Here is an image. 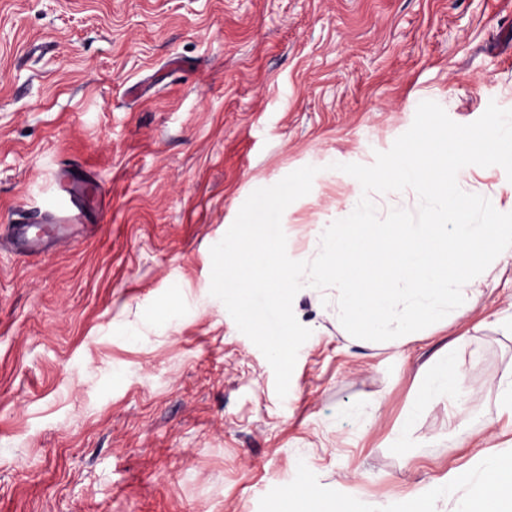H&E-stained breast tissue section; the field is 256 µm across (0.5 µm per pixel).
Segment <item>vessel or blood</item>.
Segmentation results:
<instances>
[{
    "label": "vessel or blood",
    "mask_w": 512,
    "mask_h": 512,
    "mask_svg": "<svg viewBox=\"0 0 512 512\" xmlns=\"http://www.w3.org/2000/svg\"><path fill=\"white\" fill-rule=\"evenodd\" d=\"M58 204L53 212L34 224L21 219L9 225L8 237L14 250L21 254L39 253L68 242L67 227L88 223L102 207L103 193L82 171L60 168L56 174Z\"/></svg>",
    "instance_id": "b4317fda"
}]
</instances>
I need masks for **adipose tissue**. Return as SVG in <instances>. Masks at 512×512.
<instances>
[{"label":"adipose tissue","instance_id":"adipose-tissue-1","mask_svg":"<svg viewBox=\"0 0 512 512\" xmlns=\"http://www.w3.org/2000/svg\"><path fill=\"white\" fill-rule=\"evenodd\" d=\"M429 386L419 390L415 403L420 406L436 396L455 398L462 390L464 376L452 353H445L432 369ZM477 474L457 472L433 492L413 502L408 512H439V505L454 503V512H512V458L497 459L486 455ZM480 487L478 495L462 494L469 483Z\"/></svg>","mask_w":512,"mask_h":512}]
</instances>
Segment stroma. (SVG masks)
Here are the masks:
<instances>
[{"label":"stroma","mask_w":512,"mask_h":512,"mask_svg":"<svg viewBox=\"0 0 512 512\" xmlns=\"http://www.w3.org/2000/svg\"><path fill=\"white\" fill-rule=\"evenodd\" d=\"M424 100L459 124L512 109V0H0V235L54 209L61 166L107 194L67 246L0 239V512H270L296 484L327 512H402L478 450L512 455V258L404 342L353 338L335 297L299 291L312 334L283 398L210 293L254 190L318 167L282 216L313 260L358 202L339 164H373ZM459 185L512 203L501 167ZM449 351L462 414L432 398L396 446Z\"/></svg>","instance_id":"35a3bbf8"}]
</instances>
